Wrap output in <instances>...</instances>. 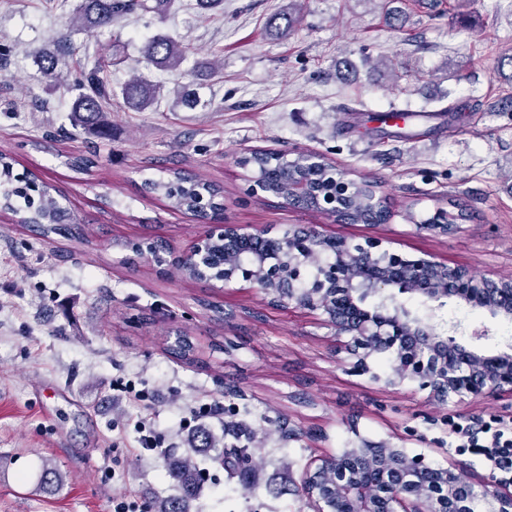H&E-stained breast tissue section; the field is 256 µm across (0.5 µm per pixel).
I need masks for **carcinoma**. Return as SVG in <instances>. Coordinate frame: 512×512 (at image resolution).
I'll return each instance as SVG.
<instances>
[{
  "label": "carcinoma",
  "instance_id": "obj_1",
  "mask_svg": "<svg viewBox=\"0 0 512 512\" xmlns=\"http://www.w3.org/2000/svg\"><path fill=\"white\" fill-rule=\"evenodd\" d=\"M173 0H80L70 20L75 28L105 29L128 17L143 19L149 15L163 17ZM188 47L167 35L150 38L141 49L137 63L148 69L176 72L186 60ZM101 61H82L74 58V51L63 53L45 52L39 58L43 76L50 82L78 91L72 103L73 126L93 131L103 138L108 134L102 115L103 103L112 97V90L105 80ZM160 92V86L138 76L127 82L121 90L124 103L136 110L152 105ZM241 164L256 171V185L265 193L282 199L286 204L326 212L334 217L337 213L350 212L356 215L347 219L351 224H381L386 221L385 210L369 202L367 188L347 183L335 169L315 155H299L288 160L286 155L274 152H254L241 160ZM304 186L301 195L293 194L294 187ZM144 188L150 193H159L178 208L193 213L206 221L210 214L222 209L217 202L219 189L210 183L185 175L173 173V177L149 179ZM0 208L19 216L20 223L31 224L45 235L49 233L84 239L80 225L66 208L52 195L51 188L14 173L13 159L0 153ZM205 251L209 270L218 278L224 270L238 276H247L252 262V253L238 252L224 265V239L206 241ZM198 448L186 449V456L172 471L179 492L159 501L157 512H188L189 500L199 489L195 455ZM230 455L236 460L234 472L248 482L254 474L253 454L246 446H235ZM64 482L61 470L51 462L43 465L40 486L44 489Z\"/></svg>",
  "mask_w": 512,
  "mask_h": 512
}]
</instances>
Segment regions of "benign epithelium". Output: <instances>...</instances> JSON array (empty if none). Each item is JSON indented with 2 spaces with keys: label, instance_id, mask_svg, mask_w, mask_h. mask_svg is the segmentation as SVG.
<instances>
[{
  "label": "benign epithelium",
  "instance_id": "1",
  "mask_svg": "<svg viewBox=\"0 0 512 512\" xmlns=\"http://www.w3.org/2000/svg\"><path fill=\"white\" fill-rule=\"evenodd\" d=\"M436 235L456 225L436 219L418 225ZM224 244L266 240L264 229L213 224L205 238ZM336 242V266L297 287L291 270L268 269L271 258L259 256V269L248 279L275 305L292 303L321 311L324 325L340 339L344 362L352 372L384 389L406 384L428 391L430 401L468 405L512 399V344L487 352L427 329L425 319L407 309L397 296L414 292L433 313L453 298L493 318L512 320V278L477 277L465 267H449L431 253L407 257L382 247L383 240L352 243L332 240L310 226H298L279 243L278 263L293 265L299 250L322 251ZM390 354V368L377 372L372 361ZM303 489L314 512H474L487 500L488 512H512V486L495 479L474 484L459 478L457 465L434 466L404 445L358 438L336 454L314 460Z\"/></svg>",
  "mask_w": 512,
  "mask_h": 512
}]
</instances>
